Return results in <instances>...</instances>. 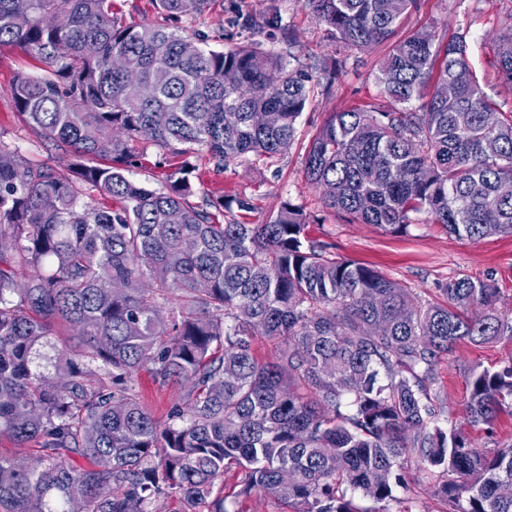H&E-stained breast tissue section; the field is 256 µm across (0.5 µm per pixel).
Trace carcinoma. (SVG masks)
<instances>
[{"label":"carcinoma","mask_w":512,"mask_h":512,"mask_svg":"<svg viewBox=\"0 0 512 512\" xmlns=\"http://www.w3.org/2000/svg\"><path fill=\"white\" fill-rule=\"evenodd\" d=\"M162 22L127 25L112 0H0V46L46 66L16 74L15 112L68 152L32 165L0 141V437L35 440L33 466L0 455V512H147L175 495L205 502L230 465L242 493L261 489L294 512H412L413 459L448 475L438 494L454 512H512V444L478 447L439 425L431 386L458 342L512 336L491 280L467 276L429 303L377 269L327 252L289 201L263 224L236 195L196 201V149L216 169L294 144L313 75L254 45L208 49L167 22L210 0H156ZM345 51L386 46L374 81L386 103L335 112L305 155L326 207L397 232L426 214L472 242L512 234V113L484 94L466 33L396 37L419 0H307ZM496 68L512 87V25ZM469 75L453 96L440 87ZM180 165L155 188L133 180L135 143ZM497 141L488 157L483 143ZM115 205L96 202L93 193ZM160 308L171 310L158 321ZM67 344L37 369L58 328ZM276 343L259 360L253 343ZM103 378L82 382L81 365ZM150 366L190 384L161 424L129 385ZM465 421L492 431L512 415V359L475 368ZM76 454L86 465L76 469Z\"/></svg>","instance_id":"obj_1"}]
</instances>
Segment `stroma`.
Masks as SVG:
<instances>
[{
  "instance_id": "1",
  "label": "stroma",
  "mask_w": 512,
  "mask_h": 512,
  "mask_svg": "<svg viewBox=\"0 0 512 512\" xmlns=\"http://www.w3.org/2000/svg\"><path fill=\"white\" fill-rule=\"evenodd\" d=\"M237 15H264L274 23L263 29H244L232 25L231 19ZM511 21L512 0H420L418 9L405 18L403 29L439 34L447 28L468 31L472 66L479 82L487 97L507 112L512 110V88L499 80L494 60L498 35ZM177 27L192 41L206 36L214 49L257 43L276 54L294 55L297 65L313 67L316 76L314 94L298 120L291 149L264 161L247 156L221 171L206 154H198L195 162L202 173L203 191L230 192L250 200L252 209L243 215L248 224L265 221L277 212L281 202L292 201L314 217L309 236L326 244L330 254L374 266L426 301L439 300L440 287L449 279L490 278L501 291V313L512 317V235H492L472 243L448 235L441 225L430 223L423 215L415 216L403 234L388 233L372 224H351L324 206L321 190L305 177L306 149L331 114L376 99L372 73L383 54L382 47L363 52L339 50L329 27L313 17L305 0H212L203 16L181 19ZM19 71L33 76L39 73L21 49L0 48V141L31 162L65 166L69 156L43 144L15 116L6 89ZM511 359L510 337L485 343L461 342L453 361L439 364L438 380L432 387L440 424L462 421L471 367L496 369ZM130 384L163 423L189 390L187 383L161 381L146 368L134 373ZM408 473V496L416 512H449L448 503L437 494L438 477L413 461L408 464ZM242 476L240 468L229 467L214 487L228 512H292L287 502L272 495L242 494Z\"/></svg>"
}]
</instances>
